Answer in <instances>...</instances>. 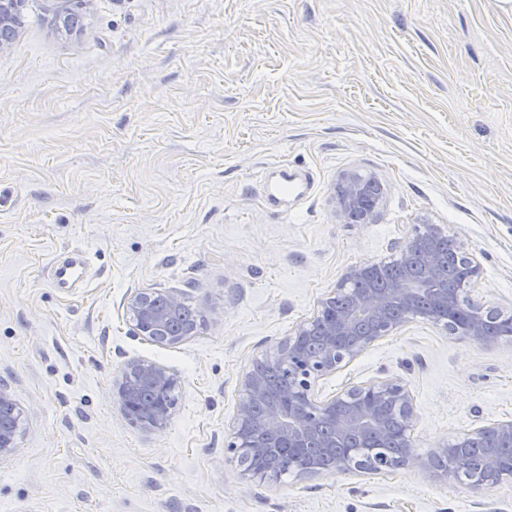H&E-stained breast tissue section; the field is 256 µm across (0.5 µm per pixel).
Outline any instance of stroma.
Here are the masks:
<instances>
[{
  "instance_id": "1",
  "label": "stroma",
  "mask_w": 512,
  "mask_h": 512,
  "mask_svg": "<svg viewBox=\"0 0 512 512\" xmlns=\"http://www.w3.org/2000/svg\"><path fill=\"white\" fill-rule=\"evenodd\" d=\"M28 0L0 49V381L25 411L0 460V512H512L421 468L243 478L224 443L255 362L316 314L354 265L439 224L482 268L470 296L512 314V14L499 0H85L56 27ZM286 165L312 188L271 210ZM385 188L346 224L340 172ZM84 250L81 288L49 268ZM176 290L203 324L134 335L138 290ZM146 359L177 379L167 426L125 419L115 383ZM398 378L422 460L512 419V339L424 319L317 390Z\"/></svg>"
}]
</instances>
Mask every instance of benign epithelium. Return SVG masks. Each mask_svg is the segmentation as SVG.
I'll return each mask as SVG.
<instances>
[{"label": "benign epithelium", "mask_w": 512, "mask_h": 512, "mask_svg": "<svg viewBox=\"0 0 512 512\" xmlns=\"http://www.w3.org/2000/svg\"><path fill=\"white\" fill-rule=\"evenodd\" d=\"M81 2L58 0L56 25L69 29L72 11L79 8ZM25 5L26 0H0V49L17 37ZM374 182V175L352 169L338 175L333 202L342 221L352 223L357 211L362 212L360 223L375 221L382 199L371 201L367 197V184ZM440 242H447L458 250L468 267L467 279L477 280L480 265L473 254L448 236L439 224L417 226L405 240L397 260L404 268L415 251H422L429 272L427 279L400 276L391 287L382 291L368 288L357 294L350 309L338 312L335 310L336 299L347 292L348 284L373 274L370 264L350 267L336 290L320 301L313 319L299 325L294 335L279 343L278 360L283 362L287 372L288 387L273 388L257 366L245 375V397L237 407L225 440V461L243 468L246 479L262 482L278 471L282 451L286 448H333L336 441H343L350 435L392 437L403 443L401 459L396 463L380 460L374 447L365 446L351 448L337 458L333 471L385 474L420 467L432 479L455 480L466 469L462 449L489 438L512 444V420H498L466 430L446 444L430 462L424 463L415 453L411 441V431L416 423L413 397L401 380L385 379L351 386L324 400L315 392L319 380L336 373L380 339L409 322L417 304L429 294L448 311V316L436 318L430 315L428 320L443 327L448 335L486 343L490 337L485 335V324L496 316L507 322V335L512 336V316H498L479 302L469 305L462 321L452 318L457 310L454 291L434 287L439 265L436 247ZM183 304L182 295L176 291L135 292L127 302L134 334L160 345L179 342V337L171 335L170 321ZM176 386V377L166 367L146 359L127 362L116 384L126 418L147 431H160L167 426ZM23 415L24 410L11 390L0 383V460L11 456L18 447ZM254 451L266 457L268 468L256 469L248 464ZM511 480L512 465L505 466L496 458L483 478L471 488L479 491Z\"/></svg>", "instance_id": "benign-epithelium-1"}]
</instances>
